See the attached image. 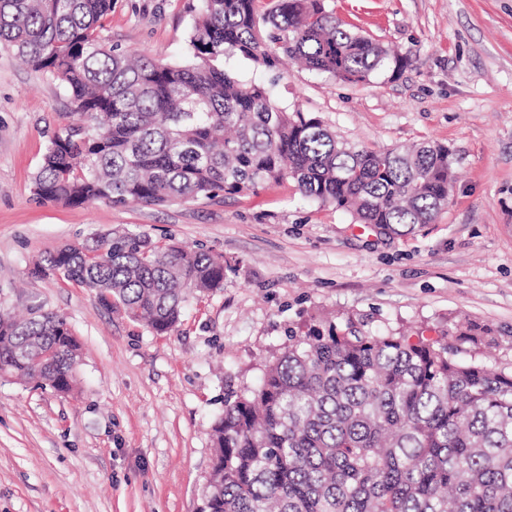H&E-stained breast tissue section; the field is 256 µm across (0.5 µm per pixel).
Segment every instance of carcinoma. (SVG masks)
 <instances>
[{
  "label": "carcinoma",
  "mask_w": 512,
  "mask_h": 512,
  "mask_svg": "<svg viewBox=\"0 0 512 512\" xmlns=\"http://www.w3.org/2000/svg\"><path fill=\"white\" fill-rule=\"evenodd\" d=\"M112 0H0V46L57 81L63 115L33 177L35 195L80 206L162 204L256 192L284 181L368 226L431 224L455 180L448 148L368 150L272 99L224 61L288 58L349 84L398 74L406 55L345 27L325 0H200L189 58L132 59L101 36ZM36 272L163 335L186 304L224 287V260L145 233H95L48 252ZM485 337L353 323L291 335L260 385L213 421L200 512H512V374ZM80 344L41 305L0 313V377L61 394Z\"/></svg>",
  "instance_id": "obj_1"
}]
</instances>
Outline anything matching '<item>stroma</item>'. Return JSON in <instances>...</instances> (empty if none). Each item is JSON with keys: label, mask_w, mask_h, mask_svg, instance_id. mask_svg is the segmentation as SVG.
<instances>
[{"label": "stroma", "mask_w": 512, "mask_h": 512, "mask_svg": "<svg viewBox=\"0 0 512 512\" xmlns=\"http://www.w3.org/2000/svg\"><path fill=\"white\" fill-rule=\"evenodd\" d=\"M348 28L409 56L353 85L285 65L225 66L366 149L447 146L457 181L431 224H357L294 183L161 205L39 202L33 175L70 109L58 82L0 47V310L42 304L82 345L72 395L0 378V512H198L224 398L257 387L290 330L461 326L512 369V0H328ZM199 0H113L103 37L169 63L188 56ZM127 229L224 258V287L159 336L34 266L48 250Z\"/></svg>", "instance_id": "1"}]
</instances>
